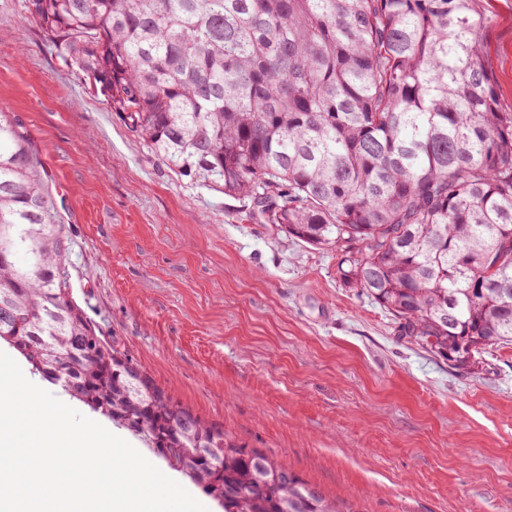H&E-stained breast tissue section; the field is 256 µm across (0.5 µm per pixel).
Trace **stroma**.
<instances>
[{
  "instance_id": "1",
  "label": "stroma",
  "mask_w": 512,
  "mask_h": 512,
  "mask_svg": "<svg viewBox=\"0 0 512 512\" xmlns=\"http://www.w3.org/2000/svg\"><path fill=\"white\" fill-rule=\"evenodd\" d=\"M512 112V0H475ZM0 108L28 132L99 336L234 444L351 512H512V346L462 369L343 286L336 249L167 168L0 0Z\"/></svg>"
}]
</instances>
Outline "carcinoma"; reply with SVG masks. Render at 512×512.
Here are the masks:
<instances>
[{
  "mask_svg": "<svg viewBox=\"0 0 512 512\" xmlns=\"http://www.w3.org/2000/svg\"><path fill=\"white\" fill-rule=\"evenodd\" d=\"M57 56L173 172L342 252L338 274L458 367L512 345V112L472 0H25ZM42 164L0 110V343L142 434L224 512H339L96 336ZM202 448H222L206 459Z\"/></svg>",
  "mask_w": 512,
  "mask_h": 512,
  "instance_id": "carcinoma-1",
  "label": "carcinoma"
}]
</instances>
